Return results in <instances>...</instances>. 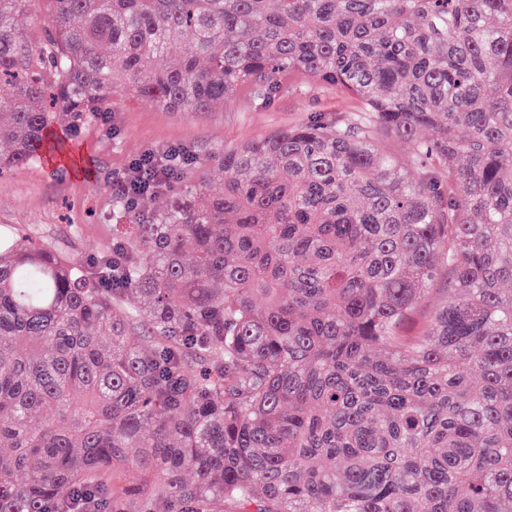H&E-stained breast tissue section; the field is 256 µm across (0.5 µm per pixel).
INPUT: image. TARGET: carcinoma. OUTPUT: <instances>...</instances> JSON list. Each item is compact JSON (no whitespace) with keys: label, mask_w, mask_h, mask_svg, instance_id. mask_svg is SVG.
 Wrapping results in <instances>:
<instances>
[{"label":"carcinoma","mask_w":512,"mask_h":512,"mask_svg":"<svg viewBox=\"0 0 512 512\" xmlns=\"http://www.w3.org/2000/svg\"><path fill=\"white\" fill-rule=\"evenodd\" d=\"M25 2L0 173L117 89L354 107L117 197L91 259L0 233V512H512V0ZM201 174H204L207 180L213 185L218 186L223 183L224 173L221 167L215 162L208 163L205 168L199 171H197V169L188 171L181 179L177 180L176 183L184 190H194Z\"/></svg>","instance_id":"1"}]
</instances>
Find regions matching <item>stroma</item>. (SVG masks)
I'll list each match as a JSON object with an SVG mask.
<instances>
[{"label":"stroma","instance_id":"35a3bbf8","mask_svg":"<svg viewBox=\"0 0 512 512\" xmlns=\"http://www.w3.org/2000/svg\"><path fill=\"white\" fill-rule=\"evenodd\" d=\"M349 107L335 92L296 79L283 81L269 105L260 104L245 86L233 101L209 112H166L147 100L117 97L108 120L85 127L76 165L33 164L0 176V226L27 230L83 258L97 254L112 240V184L144 152L185 146L206 158L310 113L332 117Z\"/></svg>","mask_w":512,"mask_h":512}]
</instances>
